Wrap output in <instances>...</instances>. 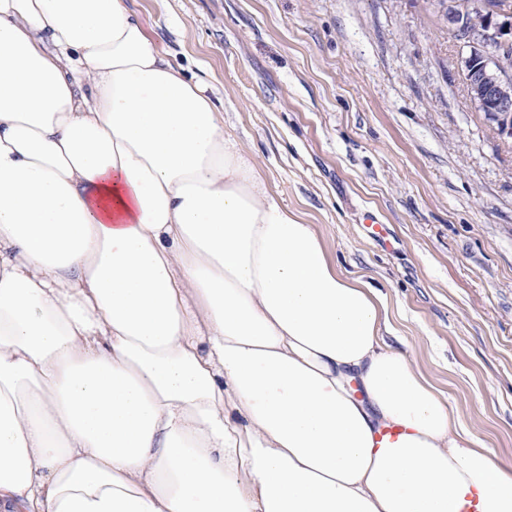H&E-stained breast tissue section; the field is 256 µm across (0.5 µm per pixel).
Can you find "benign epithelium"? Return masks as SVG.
<instances>
[{
	"label": "benign epithelium",
	"instance_id": "1",
	"mask_svg": "<svg viewBox=\"0 0 512 512\" xmlns=\"http://www.w3.org/2000/svg\"><path fill=\"white\" fill-rule=\"evenodd\" d=\"M448 32L465 33L457 70L468 87L472 103L489 113L497 134L512 139V75L497 67L501 49L512 44V16L481 12L474 25L461 7V0H435Z\"/></svg>",
	"mask_w": 512,
	"mask_h": 512
}]
</instances>
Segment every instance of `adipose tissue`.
<instances>
[{
  "mask_svg": "<svg viewBox=\"0 0 512 512\" xmlns=\"http://www.w3.org/2000/svg\"><path fill=\"white\" fill-rule=\"evenodd\" d=\"M387 323L125 0H0V512H512Z\"/></svg>",
  "mask_w": 512,
  "mask_h": 512,
  "instance_id": "adipose-tissue-1",
  "label": "adipose tissue"
}]
</instances>
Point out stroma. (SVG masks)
<instances>
[{
  "label": "stroma",
  "mask_w": 512,
  "mask_h": 512,
  "mask_svg": "<svg viewBox=\"0 0 512 512\" xmlns=\"http://www.w3.org/2000/svg\"><path fill=\"white\" fill-rule=\"evenodd\" d=\"M128 5L341 269L386 295V344L512 462V141L470 105L431 0Z\"/></svg>",
  "instance_id": "35a3bbf8"
}]
</instances>
